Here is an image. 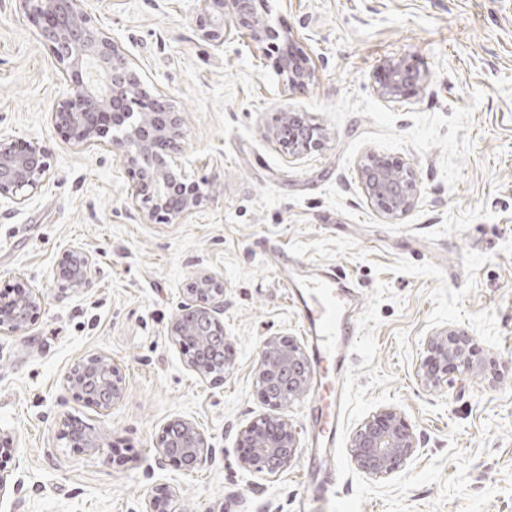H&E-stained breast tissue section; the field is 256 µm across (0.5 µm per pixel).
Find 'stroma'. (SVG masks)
Listing matches in <instances>:
<instances>
[{
  "mask_svg": "<svg viewBox=\"0 0 512 512\" xmlns=\"http://www.w3.org/2000/svg\"><path fill=\"white\" fill-rule=\"evenodd\" d=\"M83 8L177 105L190 177L216 185L178 224L132 207L123 163L52 124L70 88L20 0H0V138L41 145L50 164L27 201L0 199V291L23 284L44 299L26 331L0 334V434L12 442L0 512H144L161 487L174 494L168 512H301V459L272 477L246 467L239 446L269 411L254 386L263 341H304L265 242L341 267L361 296L337 448L343 498L326 512H512V0H265L315 69L303 93L281 75L277 42L236 31L220 47L204 40L196 0ZM391 60L425 77L396 102L375 92ZM285 111L320 124L323 147L289 158L268 136ZM371 154L416 171L402 220L364 193ZM72 247L97 261L89 290L55 277ZM201 271L224 280L232 354L220 384L170 338ZM447 326L471 337L479 366L423 386L425 341ZM91 354L125 376L107 413L65 385ZM384 409L407 420L418 449L377 479L350 444ZM175 417L204 430L211 463L189 473L161 460L158 436ZM66 419L99 450L65 440Z\"/></svg>",
  "mask_w": 512,
  "mask_h": 512,
  "instance_id": "obj_1",
  "label": "stroma"
}]
</instances>
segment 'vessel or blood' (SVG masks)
Here are the masks:
<instances>
[{"mask_svg": "<svg viewBox=\"0 0 512 512\" xmlns=\"http://www.w3.org/2000/svg\"><path fill=\"white\" fill-rule=\"evenodd\" d=\"M276 271L297 310L318 389L308 407L310 446L304 469L305 512H321L339 493L335 447L345 405L348 358L358 340L359 297L336 267L276 254Z\"/></svg>", "mask_w": 512, "mask_h": 512, "instance_id": "vessel-or-blood-1", "label": "vessel or blood"}]
</instances>
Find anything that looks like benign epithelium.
<instances>
[{
  "label": "benign epithelium",
  "instance_id": "7a95c632",
  "mask_svg": "<svg viewBox=\"0 0 512 512\" xmlns=\"http://www.w3.org/2000/svg\"><path fill=\"white\" fill-rule=\"evenodd\" d=\"M37 21L41 36L54 54L62 78L71 87L70 97L51 112L55 126L64 130L81 149H102L113 154L128 169L132 179L130 202L150 219L179 223L209 201L202 184L189 180L185 164L177 161L183 150L184 120L173 101L162 91L150 92L148 83L112 37L97 28L82 8L81 0H22ZM196 23L202 37L224 45L236 28L255 43L277 38L278 32L258 13L255 0H232L230 16H224L226 0H198ZM388 79L376 88L378 95L394 101L422 82L420 72L401 61L387 64ZM280 71L288 88L304 91L315 71L306 61L284 50ZM298 159L324 143V130L310 121H296L282 114L270 133ZM49 165L38 144L18 145L0 138V198L17 204L28 200L43 186ZM368 198L391 221L402 219L412 209L418 194L414 168L370 156L361 168ZM96 259L73 248L64 252L58 278L84 290L94 286ZM188 303L173 321L171 335L179 342L197 343L209 337L208 346L227 350L224 326V282L211 272H200L186 288ZM43 297L20 288L0 301V334L23 331L41 310ZM418 381L439 384L452 367L463 373L477 369L471 339L463 330L446 327L429 336ZM208 354L198 353L189 366L201 377L211 376ZM311 369L301 348L281 337L264 340L255 372V385L274 413L240 431L248 448L244 463L258 473L279 472L299 448L296 429L277 410L300 398L307 390ZM70 382L85 392L88 400L109 412L123 398L125 379L121 369L105 355H92L76 365ZM358 466L375 477H385L403 467L417 450L413 429L392 410H386L362 425L352 439ZM160 454L176 458L192 471L212 458L205 432L193 421L174 418L163 427Z\"/></svg>",
  "mask_w": 512,
  "mask_h": 512
}]
</instances>
